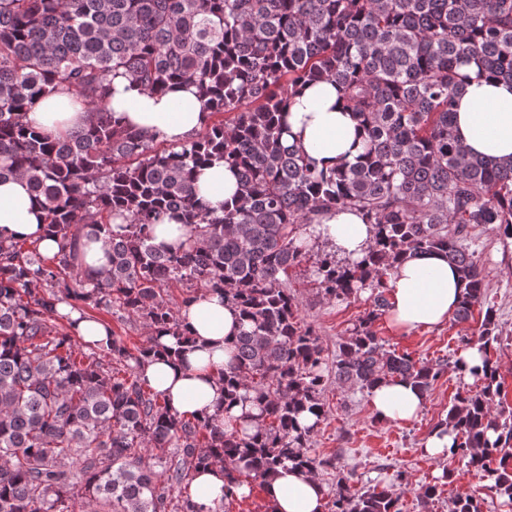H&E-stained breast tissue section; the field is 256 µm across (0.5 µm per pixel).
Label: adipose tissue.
Masks as SVG:
<instances>
[{
  "label": "adipose tissue",
  "instance_id": "adipose-tissue-1",
  "mask_svg": "<svg viewBox=\"0 0 512 512\" xmlns=\"http://www.w3.org/2000/svg\"><path fill=\"white\" fill-rule=\"evenodd\" d=\"M113 86L112 109L144 133L157 132L168 142L180 143L203 125L205 115L192 87L178 85L165 94L150 95L122 77L116 78ZM62 105V96L47 98L29 112L28 118L55 134L84 122V113L63 111ZM286 122L287 144L302 146L317 168L325 170L354 161L360 151L357 123L342 107L331 84L303 88L294 98ZM454 125L458 139L472 153L497 159L512 157V84L472 76L456 100ZM197 185L203 201L217 210L225 197L234 193L237 179L232 171L212 165L199 170ZM311 233L331 241L340 256L358 260L367 252L373 228L357 212L340 210L316 216ZM0 235L38 242L41 251L48 254L58 249L57 243L46 237L42 211L23 179L0 182ZM387 289L388 320L401 333L446 323L463 294L455 268L437 253L411 256L396 264ZM180 315L193 344L179 362L160 358L148 363L142 376L173 411L201 418L224 404V388L216 372L232 355V341L242 328L241 319L216 293L195 299ZM423 403L417 389L398 381L379 383L369 395L376 418L392 423L409 421ZM262 488L275 512H325L326 489L317 476L285 467L267 478Z\"/></svg>",
  "mask_w": 512,
  "mask_h": 512
}]
</instances>
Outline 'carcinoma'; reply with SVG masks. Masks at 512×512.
<instances>
[{"mask_svg":"<svg viewBox=\"0 0 512 512\" xmlns=\"http://www.w3.org/2000/svg\"><path fill=\"white\" fill-rule=\"evenodd\" d=\"M471 64L512 81V0H0V181L26 180L59 243L45 256L0 236V512H201L191 480L215 464L224 496L210 512H231L245 478L336 467L310 452L329 379L363 395L399 380L427 397L447 373L448 361L387 349L375 330L390 271L428 252L457 270L456 321L482 315L477 338L461 340L484 352L479 390L458 394L438 426L511 505L512 406L491 355L500 329L462 241L479 224L512 240V161L476 156L454 133ZM117 77L151 94L191 85L207 120L162 147L109 107ZM323 82L362 130L355 161L328 172L285 144L283 119L298 87ZM58 93L86 120L54 136L27 113ZM214 163L237 177L219 213L196 189L197 170ZM333 208L359 211L374 236L360 261L314 255L322 299L373 297L331 353L287 276L308 260L314 217ZM170 215L186 239L160 250L151 226ZM100 236L108 267L93 274L78 252ZM208 292L242 320L217 376L225 403L258 407L254 431L249 415L231 432L220 411L179 415L142 378L158 337L176 352L190 341L180 308ZM60 303L93 320L97 310L127 316L149 334L135 348L111 329L84 342ZM358 483L338 469L329 512H401L394 490ZM453 512H483L482 500L459 497Z\"/></svg>","mask_w":512,"mask_h":512,"instance_id":"obj_1","label":"carcinoma"}]
</instances>
